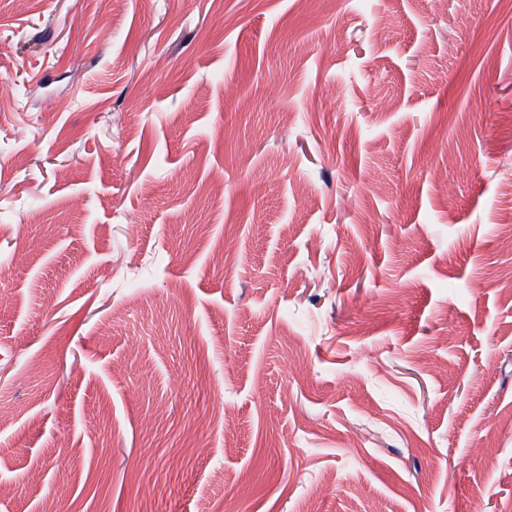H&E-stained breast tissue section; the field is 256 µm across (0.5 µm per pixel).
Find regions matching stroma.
Wrapping results in <instances>:
<instances>
[{"label": "stroma", "mask_w": 512, "mask_h": 512, "mask_svg": "<svg viewBox=\"0 0 512 512\" xmlns=\"http://www.w3.org/2000/svg\"><path fill=\"white\" fill-rule=\"evenodd\" d=\"M1 79L0 512H512V0H0Z\"/></svg>", "instance_id": "35a3bbf8"}]
</instances>
